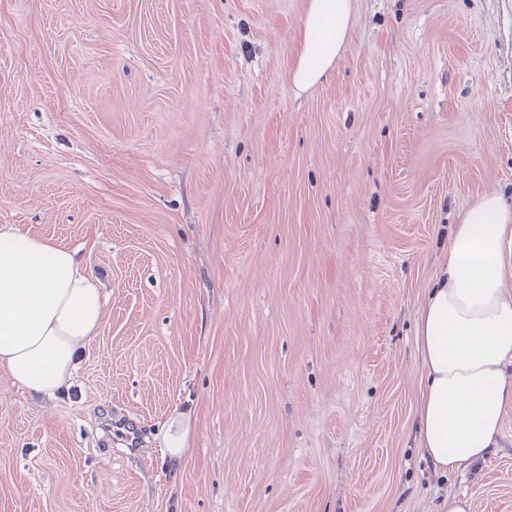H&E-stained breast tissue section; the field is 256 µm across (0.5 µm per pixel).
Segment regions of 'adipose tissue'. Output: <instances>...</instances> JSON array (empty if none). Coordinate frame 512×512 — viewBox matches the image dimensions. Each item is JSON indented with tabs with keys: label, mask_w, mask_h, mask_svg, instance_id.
Segmentation results:
<instances>
[{
	"label": "adipose tissue",
	"mask_w": 512,
	"mask_h": 512,
	"mask_svg": "<svg viewBox=\"0 0 512 512\" xmlns=\"http://www.w3.org/2000/svg\"><path fill=\"white\" fill-rule=\"evenodd\" d=\"M354 0H307L291 69L297 93L317 86L344 50ZM512 204L479 197L452 225L447 255L415 317L424 369L416 406L419 446L445 472L496 447L512 408ZM100 282L76 250L0 225V370L33 397H54L98 336ZM191 418L174 412L157 435L180 465Z\"/></svg>",
	"instance_id": "ef3b65f1"
}]
</instances>
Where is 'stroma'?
Instances as JSON below:
<instances>
[{
    "label": "stroma",
    "mask_w": 512,
    "mask_h": 512,
    "mask_svg": "<svg viewBox=\"0 0 512 512\" xmlns=\"http://www.w3.org/2000/svg\"><path fill=\"white\" fill-rule=\"evenodd\" d=\"M0 0V225L105 294L72 385L0 371V512H512L417 446L414 317L459 213L512 196V0ZM193 411L179 468L155 434ZM291 80L299 96L317 86L344 50L355 0H306Z\"/></svg>",
    "instance_id": "obj_1"
}]
</instances>
